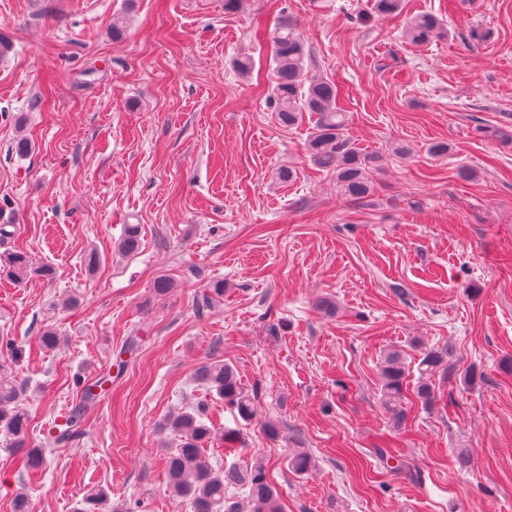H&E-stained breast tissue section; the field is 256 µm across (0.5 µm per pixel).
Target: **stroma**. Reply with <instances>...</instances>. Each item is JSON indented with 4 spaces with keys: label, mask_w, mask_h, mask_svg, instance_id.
Here are the masks:
<instances>
[{
    "label": "stroma",
    "mask_w": 512,
    "mask_h": 512,
    "mask_svg": "<svg viewBox=\"0 0 512 512\" xmlns=\"http://www.w3.org/2000/svg\"><path fill=\"white\" fill-rule=\"evenodd\" d=\"M425 12L448 34L416 46L403 26ZM284 14L309 72L336 83L352 140L382 158L365 202L311 163L312 120L281 127L268 105L266 33ZM0 37V224L13 229L0 255L54 270L0 276V336L19 349L0 365L23 388L26 446L79 404L73 378L111 379L42 470L0 432V512L20 494L32 512H76L94 488L132 512H192L166 488L159 424L198 407L243 437L207 461L264 457L284 512H512V145L479 132L512 125V0H404L396 18L374 0H0ZM245 55L246 76L232 66ZM439 141L448 154L431 157ZM212 279L224 295L206 306ZM47 329L56 349L39 343ZM392 349L455 366L434 377L432 407L409 395L399 430L378 395ZM213 358L256 391L250 424L195 382ZM388 442L402 470L376 458ZM298 446L316 461L302 476L287 465ZM7 274L17 281H22L31 274H38L44 277H51L53 271L48 266L36 267L28 252L18 249L10 253L5 262Z\"/></svg>",
    "instance_id": "stroma-1"
}]
</instances>
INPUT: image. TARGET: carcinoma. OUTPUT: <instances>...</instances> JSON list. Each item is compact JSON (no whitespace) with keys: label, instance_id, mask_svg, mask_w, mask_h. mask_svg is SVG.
<instances>
[{"label":"carcinoma","instance_id":"1","mask_svg":"<svg viewBox=\"0 0 512 512\" xmlns=\"http://www.w3.org/2000/svg\"><path fill=\"white\" fill-rule=\"evenodd\" d=\"M404 32L410 43L424 45L444 35L441 21L433 14H417L405 22ZM274 67L271 72L269 105L277 122L292 127L303 122L304 116L316 117L314 131L307 141V152L313 163L336 176V184L349 200L359 202L374 192V174L381 167L378 155L364 152L354 145L347 134L346 113L338 107V88L327 78L309 74L305 67L307 51L294 24L288 17H279L269 32ZM126 254L140 248V228L128 224L119 243ZM7 274L22 281L32 274L44 277L53 275L48 266L36 267L28 252L18 249L10 253L5 262ZM454 373L446 354L434 350L421 353L415 393L421 404L431 405L435 400L432 378L439 372ZM402 357L390 352L384 358L380 377V403L397 428L405 424L406 408L403 403L408 390L407 374ZM196 381L224 400L234 415L248 422L256 414V396L242 382L236 369L222 360H210L197 368ZM108 379L102 378L95 385L77 379L75 387L81 389L82 403L66 421V428L58 430L52 443L67 442L73 427L83 416L87 404L95 399L93 387L102 388ZM21 386L11 374L0 369V430L14 436L24 444L29 427V413L20 401ZM160 429L177 437L176 448L166 457L167 488L175 495L190 500L193 512H283L281 494L269 477L266 462L261 457L252 460L245 468H229L222 472L213 470L203 459L207 445L216 440L232 449L240 442L239 432L226 429L215 432L202 415L188 411L173 412L161 423ZM46 463V450L28 449L24 467L30 471L41 469ZM315 467V460L304 448H294L288 455V469L302 475ZM239 484L248 489L247 506L224 498V487Z\"/></svg>","mask_w":512,"mask_h":512}]
</instances>
